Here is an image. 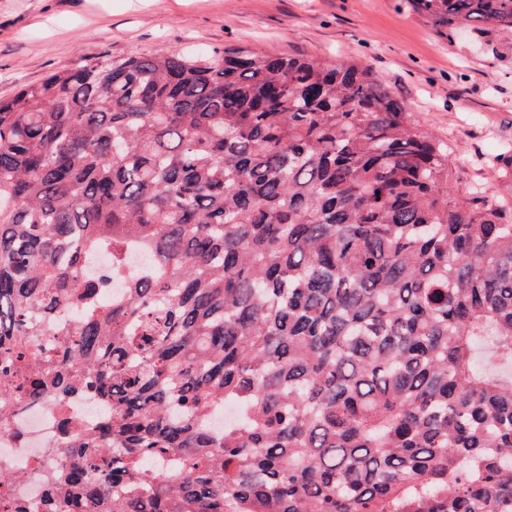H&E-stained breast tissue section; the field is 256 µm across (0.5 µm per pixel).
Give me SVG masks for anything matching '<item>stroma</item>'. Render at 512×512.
I'll use <instances>...</instances> for the list:
<instances>
[{
  "mask_svg": "<svg viewBox=\"0 0 512 512\" xmlns=\"http://www.w3.org/2000/svg\"><path fill=\"white\" fill-rule=\"evenodd\" d=\"M228 47L371 66L452 146L454 194L512 208V32L446 39L401 0H0V99L87 57Z\"/></svg>",
  "mask_w": 512,
  "mask_h": 512,
  "instance_id": "stroma-1",
  "label": "stroma"
}]
</instances>
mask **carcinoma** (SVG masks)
<instances>
[{"mask_svg":"<svg viewBox=\"0 0 512 512\" xmlns=\"http://www.w3.org/2000/svg\"><path fill=\"white\" fill-rule=\"evenodd\" d=\"M403 2L512 29V0ZM450 155L370 67L243 49L0 100V428L57 415L40 512H512V375L477 364L512 366V214L453 197ZM132 249L104 297L83 255ZM69 410L78 425L94 422L101 418L104 413L102 404L92 395L80 396L74 399Z\"/></svg>","mask_w":512,"mask_h":512,"instance_id":"1","label":"carcinoma"}]
</instances>
